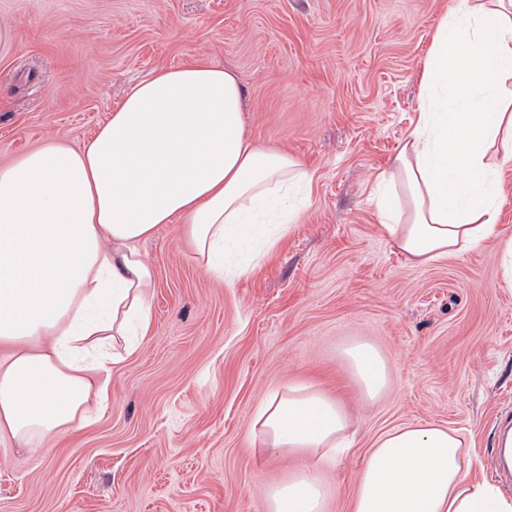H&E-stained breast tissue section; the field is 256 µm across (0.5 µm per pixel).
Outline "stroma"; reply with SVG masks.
<instances>
[{
  "instance_id": "obj_1",
  "label": "stroma",
  "mask_w": 512,
  "mask_h": 512,
  "mask_svg": "<svg viewBox=\"0 0 512 512\" xmlns=\"http://www.w3.org/2000/svg\"><path fill=\"white\" fill-rule=\"evenodd\" d=\"M448 0H0V164L49 139L80 146L133 83L205 60L240 79L245 127L313 174L300 223L233 282L194 258L180 225L143 245L151 322L113 365L90 425L42 456L0 441V512H269L304 454L253 447L275 390L338 398L357 446L324 469L325 512H350L372 441L402 424L464 431L473 474L512 497L500 431L512 426V168L497 236L465 257L411 264L372 195L411 129L420 75ZM388 361L364 398L343 356Z\"/></svg>"
}]
</instances>
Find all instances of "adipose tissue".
I'll return each instance as SVG.
<instances>
[{
	"mask_svg": "<svg viewBox=\"0 0 512 512\" xmlns=\"http://www.w3.org/2000/svg\"><path fill=\"white\" fill-rule=\"evenodd\" d=\"M413 127L378 177L392 245L414 265L464 257L497 229L500 173L512 166V0H451L422 64ZM312 175L245 133L243 89L218 64L150 73L94 136L54 140L0 164V439L28 454L91 421L111 367L150 326L154 269L140 245L180 223L196 261L219 281L233 231L267 225L264 255L298 223ZM344 356L365 398L389 385L365 342ZM252 443L303 453L309 470L269 492L271 512H323L320 469L355 445L339 400L312 385L270 393ZM471 445L448 427L401 425L364 460L351 512H512L470 476Z\"/></svg>",
	"mask_w": 512,
	"mask_h": 512,
	"instance_id": "obj_1",
	"label": "adipose tissue"
}]
</instances>
